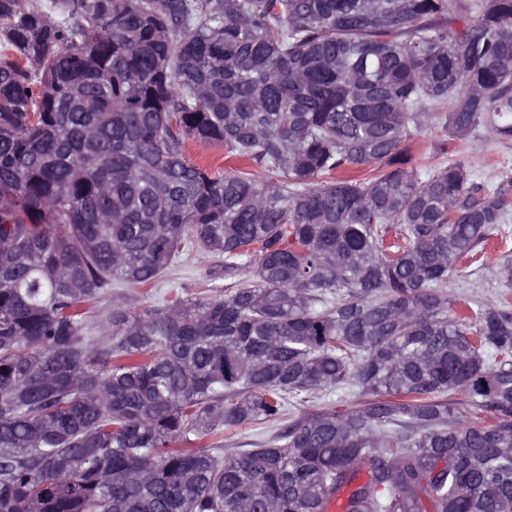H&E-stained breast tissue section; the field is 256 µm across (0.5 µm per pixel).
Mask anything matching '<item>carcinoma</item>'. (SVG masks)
Returning a JSON list of instances; mask_svg holds the SVG:
<instances>
[{
	"instance_id": "obj_1",
	"label": "carcinoma",
	"mask_w": 512,
	"mask_h": 512,
	"mask_svg": "<svg viewBox=\"0 0 512 512\" xmlns=\"http://www.w3.org/2000/svg\"><path fill=\"white\" fill-rule=\"evenodd\" d=\"M430 123L512 140V0H0V512H512V306L448 291L512 176ZM194 248L245 281L124 292ZM440 128H437L433 123L428 127L425 132L413 142V156L417 166H424L429 163L436 162L433 157L432 145L437 140L438 135H441ZM186 153L192 160L204 161L212 165V167L219 172L231 169H242L244 171L250 170L257 179H261L262 177L259 170L246 168L243 163L227 157V153H224V151L220 149L208 148L199 143L190 141L186 145ZM282 426L281 423H267L259 426H242L224 431V444L231 442L242 448H254Z\"/></svg>"
}]
</instances>
